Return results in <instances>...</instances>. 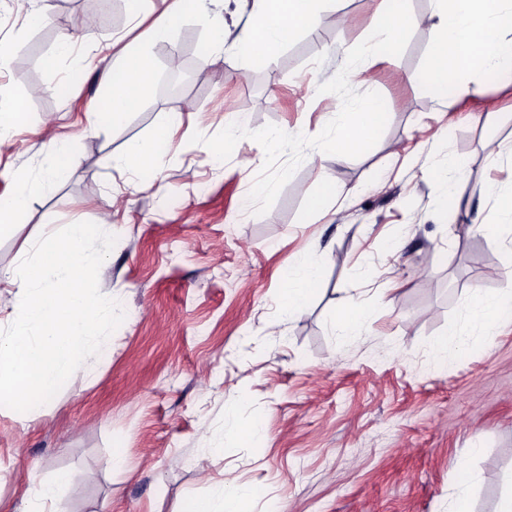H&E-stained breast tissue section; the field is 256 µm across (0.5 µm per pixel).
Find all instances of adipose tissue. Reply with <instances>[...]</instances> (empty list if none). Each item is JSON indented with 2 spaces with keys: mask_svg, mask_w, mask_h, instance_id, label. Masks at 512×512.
<instances>
[{
  "mask_svg": "<svg viewBox=\"0 0 512 512\" xmlns=\"http://www.w3.org/2000/svg\"><path fill=\"white\" fill-rule=\"evenodd\" d=\"M250 29L269 47L280 45L295 28L312 26L318 0H254ZM433 14L441 32L427 63L413 81L436 88L443 95L464 92L482 94L489 81L503 70L512 69V0H435ZM150 61L141 44L128 45L117 64L103 77L105 94L93 114L100 126L119 124L128 108L136 103L149 78ZM181 121L173 114L167 125L157 129L145 142L129 153L113 156V167L133 170L143 160L161 161L173 126ZM69 159L63 147H53L43 158L40 173L34 179H21L18 189L0 195V224L12 223L30 202L50 193L67 175ZM470 329L495 327L512 317V292L486 295L474 292L467 307ZM212 451L198 454L194 467L209 488V493L194 500L188 512H225L229 499L238 497L240 485L227 478L217 480L211 474Z\"/></svg>",
  "mask_w": 512,
  "mask_h": 512,
  "instance_id": "adipose-tissue-1",
  "label": "adipose tissue"
}]
</instances>
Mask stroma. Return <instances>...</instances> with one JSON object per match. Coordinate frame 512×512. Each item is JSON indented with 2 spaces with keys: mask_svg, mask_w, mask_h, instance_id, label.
Wrapping results in <instances>:
<instances>
[{
  "mask_svg": "<svg viewBox=\"0 0 512 512\" xmlns=\"http://www.w3.org/2000/svg\"><path fill=\"white\" fill-rule=\"evenodd\" d=\"M46 2L49 22L32 27L0 0V98L25 114L0 153V195L19 175L37 177L53 144L67 148L70 168L0 229V270L41 234L111 213L106 231L117 242L98 284L125 318L38 415L21 422L0 410V512L27 497L30 476L67 469L80 479L61 492L59 512H186L208 491L192 461L219 443L228 395L246 435L216 456L213 474L262 491L229 500L228 512H449L463 492L470 512H495L512 469V323L470 332L444 357L434 346L465 329L472 289L512 290V229L499 223L512 192V71L447 105L406 82L440 39L433 0H410L403 54L368 58L352 83L384 98L379 142L357 158L302 162L256 216L247 197L258 170L237 158L263 161L261 146L241 139L220 162L191 135L234 122L318 134L341 108L318 86L369 35L379 0H323L314 30L246 58L238 43L250 0H209L227 22L220 49L192 15L168 41H150L171 0ZM66 36L72 55L45 70L42 56ZM133 41L152 66L142 98L121 125L90 126L104 72ZM176 112L160 168L112 169L110 157ZM451 164L448 200L439 177ZM332 182L350 190L344 205ZM487 184L501 197L484 196ZM480 224L496 234L477 235ZM304 256L322 279L291 317L288 270ZM349 296L375 315L345 338L336 325ZM257 424L261 436H248ZM116 454L123 468H113Z\"/></svg>",
  "mask_w": 512,
  "mask_h": 512,
  "instance_id": "stroma-1",
  "label": "stroma"
}]
</instances>
